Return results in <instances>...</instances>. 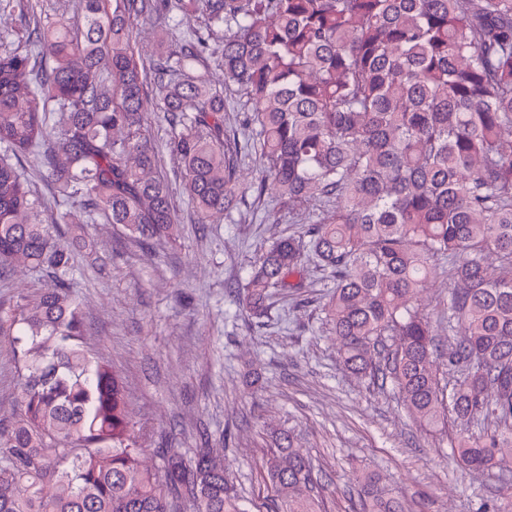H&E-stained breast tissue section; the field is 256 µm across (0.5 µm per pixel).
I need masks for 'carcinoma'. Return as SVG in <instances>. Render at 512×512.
I'll return each instance as SVG.
<instances>
[{
	"mask_svg": "<svg viewBox=\"0 0 512 512\" xmlns=\"http://www.w3.org/2000/svg\"><path fill=\"white\" fill-rule=\"evenodd\" d=\"M82 22L0 0L24 23L0 43V276L43 285L0 304L21 382L0 419V512H249L206 448L145 464L121 376L87 346L73 291L79 225L104 215L144 248L180 237L160 150L143 133L148 90L171 129L198 223L249 191L307 215L250 266L240 309L329 274L324 305L346 370L394 389L426 431L461 423L458 466L512 463V0H79ZM180 32L144 63L135 21ZM195 19L187 31L183 23ZM222 41L211 47L217 34ZM210 56L216 89L195 72ZM245 98L258 177L224 133V91ZM39 160L60 209L25 176ZM448 262V371L421 296ZM268 475L282 512H318L292 433ZM359 512H406L363 472Z\"/></svg>",
	"mask_w": 512,
	"mask_h": 512,
	"instance_id": "carcinoma-1",
	"label": "carcinoma"
}]
</instances>
